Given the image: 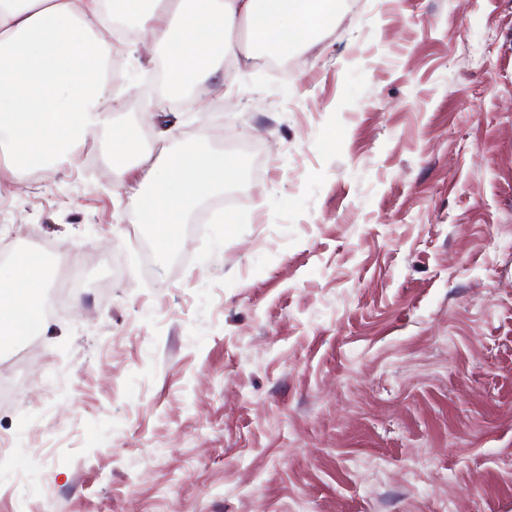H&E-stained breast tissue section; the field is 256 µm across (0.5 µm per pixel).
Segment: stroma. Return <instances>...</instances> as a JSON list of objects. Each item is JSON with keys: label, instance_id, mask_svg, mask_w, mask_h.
I'll return each instance as SVG.
<instances>
[{"label": "stroma", "instance_id": "35a3bbf8", "mask_svg": "<svg viewBox=\"0 0 512 512\" xmlns=\"http://www.w3.org/2000/svg\"><path fill=\"white\" fill-rule=\"evenodd\" d=\"M119 57L112 118L145 150L158 56ZM290 59L178 114L243 203L166 254L104 137L0 169V229L116 266L28 340L0 512H512V0H345Z\"/></svg>", "mask_w": 512, "mask_h": 512}]
</instances>
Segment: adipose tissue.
Returning <instances> with one entry per match:
<instances>
[{
	"mask_svg": "<svg viewBox=\"0 0 512 512\" xmlns=\"http://www.w3.org/2000/svg\"><path fill=\"white\" fill-rule=\"evenodd\" d=\"M343 0H0V166L17 179L47 164L73 163L88 136L111 143L114 174L133 179L129 206L151 226L160 250L191 214L235 178L236 156L162 139L131 175L138 129L114 124L107 71L116 51L112 19L133 17L170 63L172 89L218 81L226 54L249 65L256 51L288 55L331 36ZM45 259L35 250L0 264V344L42 333Z\"/></svg>",
	"mask_w": 512,
	"mask_h": 512,
	"instance_id": "obj_1",
	"label": "adipose tissue"
}]
</instances>
